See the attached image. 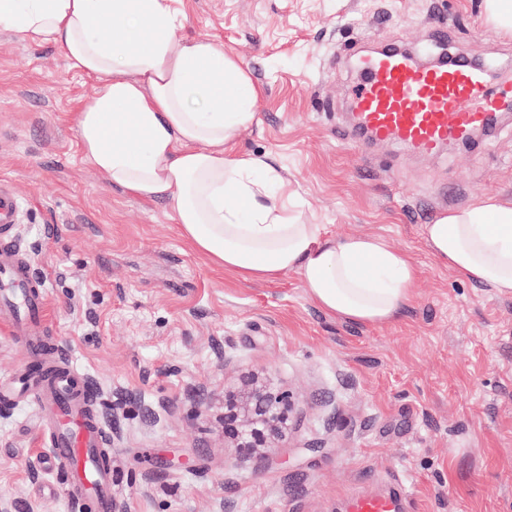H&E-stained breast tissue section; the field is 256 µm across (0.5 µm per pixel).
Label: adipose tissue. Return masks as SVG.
<instances>
[{"label": "adipose tissue", "mask_w": 512, "mask_h": 512, "mask_svg": "<svg viewBox=\"0 0 512 512\" xmlns=\"http://www.w3.org/2000/svg\"><path fill=\"white\" fill-rule=\"evenodd\" d=\"M174 0H0V29L64 51L95 92L77 114L86 163L136 197L167 201L180 236L246 280L296 273L313 303L352 322L395 320L418 268L377 235L328 236L308 222L274 158L235 150L260 88L211 41L175 37ZM433 260L512 295V206L438 215Z\"/></svg>", "instance_id": "ef3b65f1"}]
</instances>
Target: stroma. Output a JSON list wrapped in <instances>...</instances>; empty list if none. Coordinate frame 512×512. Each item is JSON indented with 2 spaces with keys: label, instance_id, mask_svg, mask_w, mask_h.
I'll return each instance as SVG.
<instances>
[{
  "label": "stroma",
  "instance_id": "obj_1",
  "mask_svg": "<svg viewBox=\"0 0 512 512\" xmlns=\"http://www.w3.org/2000/svg\"><path fill=\"white\" fill-rule=\"evenodd\" d=\"M177 36L220 43L262 89L237 150L275 158L310 223L376 234L420 270L394 321L318 309L295 273L249 282L180 236L169 205L84 162L94 82L0 31V180L44 276L47 344L98 392L126 512H344L400 478L406 512H512V295L432 260L423 227L480 199L512 205V115L472 146L410 155L354 137L346 46L512 62L484 0H177ZM255 375L294 401L266 457L224 443V399ZM30 401L0 404V498L73 512Z\"/></svg>",
  "mask_w": 512,
  "mask_h": 512
}]
</instances>
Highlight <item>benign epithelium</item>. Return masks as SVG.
I'll use <instances>...</instances> for the list:
<instances>
[{"instance_id":"7a95c632","label":"benign epithelium","mask_w":512,"mask_h":512,"mask_svg":"<svg viewBox=\"0 0 512 512\" xmlns=\"http://www.w3.org/2000/svg\"><path fill=\"white\" fill-rule=\"evenodd\" d=\"M291 411L287 394L246 380L239 399L224 402V442L249 455L273 448Z\"/></svg>"}]
</instances>
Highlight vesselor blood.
Listing matches in <instances>:
<instances>
[{"label": "vessel or blood", "instance_id": "vessel-or-blood-1", "mask_svg": "<svg viewBox=\"0 0 512 512\" xmlns=\"http://www.w3.org/2000/svg\"><path fill=\"white\" fill-rule=\"evenodd\" d=\"M358 81L350 100L356 130L370 141L432 156L465 144L494 126L512 108V72L494 78L488 65L444 58L421 65L413 55L387 49L357 54ZM19 195L0 182V325L28 344L41 370H23L11 385L0 383V400L28 399L39 406L43 441L62 466L77 512H118L112 450L96 417L94 383L61 358L46 359L45 283L11 239ZM404 490L361 492L346 512H402Z\"/></svg>", "mask_w": 512, "mask_h": 512}]
</instances>
